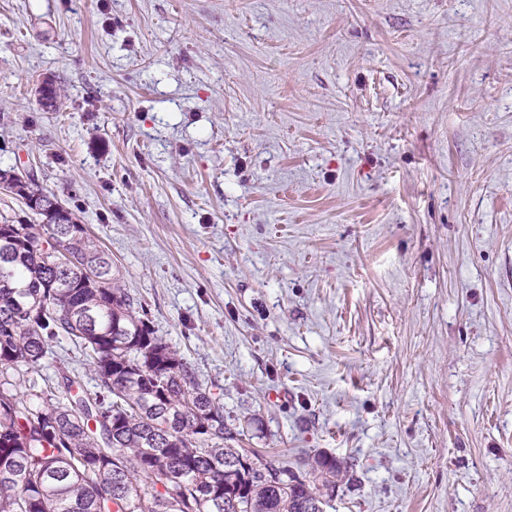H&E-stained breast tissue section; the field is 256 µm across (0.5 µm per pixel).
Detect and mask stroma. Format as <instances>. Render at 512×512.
<instances>
[{"label":"stroma","instance_id":"35a3bbf8","mask_svg":"<svg viewBox=\"0 0 512 512\" xmlns=\"http://www.w3.org/2000/svg\"><path fill=\"white\" fill-rule=\"evenodd\" d=\"M7 167L326 512H512V0H0Z\"/></svg>","mask_w":512,"mask_h":512}]
</instances>
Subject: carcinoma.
<instances>
[{"instance_id": "1", "label": "carcinoma", "mask_w": 512, "mask_h": 512, "mask_svg": "<svg viewBox=\"0 0 512 512\" xmlns=\"http://www.w3.org/2000/svg\"><path fill=\"white\" fill-rule=\"evenodd\" d=\"M21 191L41 223L0 213V512H324L348 462L319 454L294 469L229 445L244 431L134 308L109 253L71 212L49 213L56 199L34 177ZM60 238L65 265L50 253ZM60 336L99 391L73 395L67 375L63 401L39 387ZM16 377L43 404L13 394Z\"/></svg>"}]
</instances>
